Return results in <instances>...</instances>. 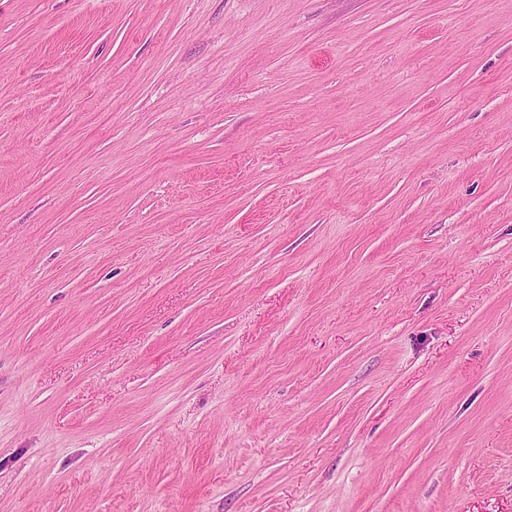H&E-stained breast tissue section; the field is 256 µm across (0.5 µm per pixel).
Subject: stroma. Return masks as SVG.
<instances>
[{
	"instance_id": "obj_1",
	"label": "stroma",
	"mask_w": 512,
	"mask_h": 512,
	"mask_svg": "<svg viewBox=\"0 0 512 512\" xmlns=\"http://www.w3.org/2000/svg\"><path fill=\"white\" fill-rule=\"evenodd\" d=\"M0 512H512V0H0Z\"/></svg>"
}]
</instances>
